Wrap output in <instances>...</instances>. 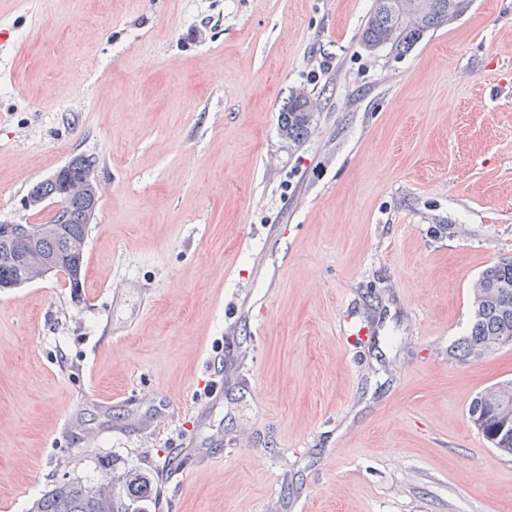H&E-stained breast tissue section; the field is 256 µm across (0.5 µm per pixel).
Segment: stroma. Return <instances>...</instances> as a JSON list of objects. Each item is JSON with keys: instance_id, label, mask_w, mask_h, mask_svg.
Listing matches in <instances>:
<instances>
[{"instance_id": "35a3bbf8", "label": "stroma", "mask_w": 512, "mask_h": 512, "mask_svg": "<svg viewBox=\"0 0 512 512\" xmlns=\"http://www.w3.org/2000/svg\"><path fill=\"white\" fill-rule=\"evenodd\" d=\"M372 3L0 0V222L101 187L83 287L0 289V512L130 468L150 512H512L468 413L512 346L448 355L512 258V0L402 55ZM314 102L304 92L289 95L288 102L280 112L282 136L293 144L304 141L313 128Z\"/></svg>"}]
</instances>
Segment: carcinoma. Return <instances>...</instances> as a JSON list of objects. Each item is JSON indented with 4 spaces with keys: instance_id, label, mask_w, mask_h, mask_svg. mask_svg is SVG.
<instances>
[{
    "instance_id": "cac0c4a2",
    "label": "carcinoma",
    "mask_w": 512,
    "mask_h": 512,
    "mask_svg": "<svg viewBox=\"0 0 512 512\" xmlns=\"http://www.w3.org/2000/svg\"><path fill=\"white\" fill-rule=\"evenodd\" d=\"M468 7V0H428L424 10L416 0H373L361 40L371 50L390 47L400 52L423 34L448 24ZM314 102L304 92H295L280 112L282 136L293 144L304 141L313 128ZM96 161L76 154L68 161L66 185L35 184L27 204L37 207L41 199L63 196L66 223L54 214L45 224H35L37 237L17 241L8 250L0 247V282L20 285L40 279L50 259L68 270L70 285L82 287L86 243L95 212L91 201L99 200ZM474 313L466 336L448 350L462 362L477 361L493 351L512 345V260L487 267L472 285ZM472 423L487 444L505 457H512V380L498 382L477 395L469 406ZM154 477L125 470L94 483L64 480L55 484L31 512H148L145 502L154 494Z\"/></svg>"
}]
</instances>
